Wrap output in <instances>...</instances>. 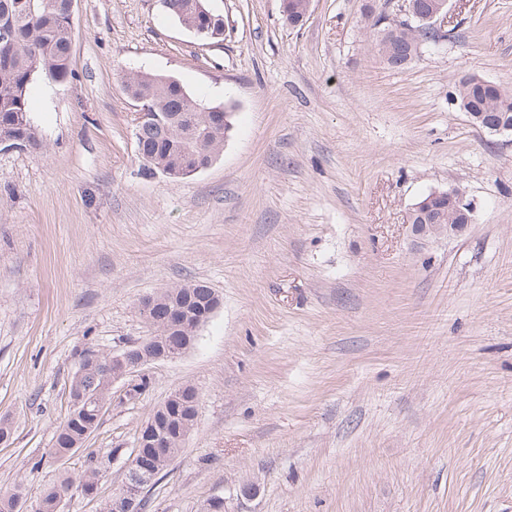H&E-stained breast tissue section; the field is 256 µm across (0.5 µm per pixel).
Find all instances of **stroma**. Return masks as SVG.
I'll list each match as a JSON object with an SVG mask.
<instances>
[{
	"instance_id": "obj_1",
	"label": "stroma",
	"mask_w": 512,
	"mask_h": 512,
	"mask_svg": "<svg viewBox=\"0 0 512 512\" xmlns=\"http://www.w3.org/2000/svg\"><path fill=\"white\" fill-rule=\"evenodd\" d=\"M203 41L162 0H77L73 77L38 76L45 151L0 149V490L28 502L101 468V512L141 425L182 385L197 418L145 512H512V138L453 100L476 75L512 89V0H451L446 36L401 70L372 14L393 0H207ZM236 106L213 164L178 182L137 153L130 74ZM462 188L471 224H408ZM204 281L221 303L192 348L147 367L70 457L50 455L82 353L151 335L139 304Z\"/></svg>"
}]
</instances>
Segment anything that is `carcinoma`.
Masks as SVG:
<instances>
[{"label":"carcinoma","instance_id":"cac0c4a2","mask_svg":"<svg viewBox=\"0 0 512 512\" xmlns=\"http://www.w3.org/2000/svg\"><path fill=\"white\" fill-rule=\"evenodd\" d=\"M306 0H288L285 21L295 26L304 11ZM0 15L10 21L9 35L0 36V133L8 132L34 151L44 149L42 139L33 124L16 121L20 113H29L28 90L35 75L41 73L54 82L62 83L71 74L70 56L72 19L67 0H0ZM386 16L376 18V45L388 66H393L382 48L385 36L403 52V60L411 63L419 54L420 39L425 23L415 22L402 27L384 23ZM126 88L152 92L157 103L156 119L139 130V157L144 170L162 173L171 182L181 180L179 173L195 169L216 158L224 147L223 123L218 114L233 112L230 106H210L194 98L176 79L139 76L126 81ZM467 100L471 112H488L494 117L512 118V91L497 85H484L478 77H468L460 83L457 100ZM437 214H454V203L446 197H432ZM214 290L204 281L175 285L162 290L151 314L147 317L153 335L165 336L168 344L177 346L181 337L172 326L177 316L197 318L206 311ZM73 400L112 402V355H83L70 387ZM101 417L71 411L58 430L51 454L58 459L72 455L98 429ZM180 448H143L149 455L153 470L158 472L178 454ZM99 466L89 463L77 477L66 475L48 486L38 499L39 512H60L63 502L73 491L86 493L97 486ZM26 501L24 485L17 483L8 493H0V512H21Z\"/></svg>","mask_w":512,"mask_h":512}]
</instances>
